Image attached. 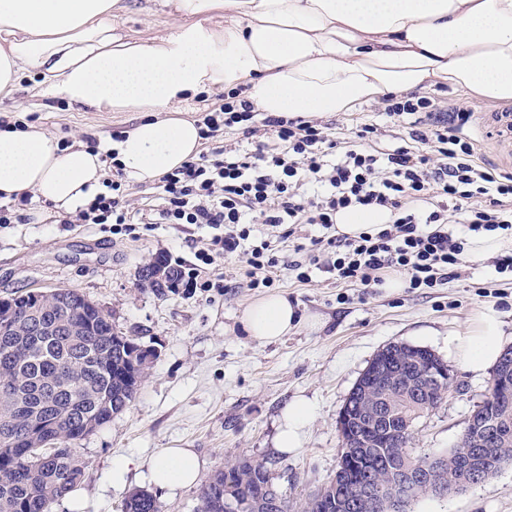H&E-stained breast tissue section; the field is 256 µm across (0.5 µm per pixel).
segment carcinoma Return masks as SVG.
Returning a JSON list of instances; mask_svg holds the SVG:
<instances>
[{"mask_svg":"<svg viewBox=\"0 0 512 512\" xmlns=\"http://www.w3.org/2000/svg\"><path fill=\"white\" fill-rule=\"evenodd\" d=\"M178 279V269L163 254L142 267L139 282L145 288L164 293L162 283ZM71 293L57 288L43 297L44 317L39 323L13 321L12 332L0 334V377L24 397V407L0 397V420L22 434L33 425L42 426L39 448L21 442L0 444V512H53V505L72 492L83 480L88 467L74 448L75 442L94 433L85 430L83 418L95 420V429L112 421L133 401L152 361L143 356L146 348L135 339L120 335L111 315H101L88 306L78 316L82 333L64 336L60 332L58 302ZM377 367H399L393 385L382 391L371 378L360 375L348 395L345 411L350 444L362 448L361 466L378 467L383 478L396 475L401 458L409 454L417 421L437 408L445 398L440 385L429 380L432 397H417V379L410 369L420 366L427 373L448 368L430 349L411 344H393L374 357ZM389 411L376 424L362 418L361 409L379 398ZM493 417L504 429L499 447L512 457V406L492 407ZM123 512H160L147 492L128 498ZM197 512H292L288 498L274 484L263 463L239 460L216 470L201 487ZM298 512H337L336 500L311 498Z\"/></svg>","mask_w":512,"mask_h":512,"instance_id":"carcinoma-1","label":"carcinoma"}]
</instances>
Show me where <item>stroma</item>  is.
<instances>
[{
    "label": "stroma",
    "instance_id": "35a3bbf8",
    "mask_svg": "<svg viewBox=\"0 0 512 512\" xmlns=\"http://www.w3.org/2000/svg\"><path fill=\"white\" fill-rule=\"evenodd\" d=\"M116 20L119 32L145 36L168 32V9L145 11V0H126ZM441 108L463 105L475 114L471 132L479 161L512 174V102L473 97L447 86L429 88ZM30 116L59 142L91 136L108 142L113 128L130 127L134 112L72 108L58 98L36 95L22 81L13 97L0 100V121ZM23 223L0 229V298L29 291L75 288L112 316L118 332L155 349L156 357L134 401L112 421L76 446L88 460L83 482L54 512H122L127 497L146 489L139 465L164 448L193 449L202 477L246 458L265 464L291 505L305 502L334 476L342 440L339 414L359 375L385 346L407 343L431 349L448 365L454 381L438 408L421 418L416 454L453 448L473 410L490 392L491 373L468 372L457 360L452 339L483 305L504 314V345L512 347V273H497L489 261H466L462 275L432 289L380 288L336 283L314 272L301 283L282 271L275 291L288 294L301 311L319 316L318 329L296 330L279 342L261 344L238 330L250 303L263 288L238 287L236 259L218 258L214 270L232 281L224 295L164 294L141 287L140 269L155 255L191 260L197 229L179 232L158 224L140 240L113 239L98 224L67 225L49 207L33 201ZM311 400L316 413L307 440L296 453L275 446L281 409L294 397ZM135 461L127 484L112 488V461ZM414 512H512V462L486 482L449 497L426 496Z\"/></svg>",
    "mask_w": 512,
    "mask_h": 512
}]
</instances>
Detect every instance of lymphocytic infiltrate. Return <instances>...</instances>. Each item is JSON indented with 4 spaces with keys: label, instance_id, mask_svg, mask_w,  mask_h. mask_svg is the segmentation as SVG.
Here are the masks:
<instances>
[{
    "label": "lymphocytic infiltrate",
    "instance_id": "lymphocytic-infiltrate-1",
    "mask_svg": "<svg viewBox=\"0 0 512 512\" xmlns=\"http://www.w3.org/2000/svg\"><path fill=\"white\" fill-rule=\"evenodd\" d=\"M387 125L362 124L350 145L338 147L321 121L258 114L236 87L199 108L198 156L163 175L149 208L129 203L130 181L113 166L103 188L67 223L108 224L115 235L138 239L140 225H195L208 234L194 242V259L180 268L186 291L223 294L227 282L210 268L221 256L241 255L243 280L269 288L280 270L300 282L312 270L340 283L371 288L387 272L402 273L409 288H434L461 275L464 237L512 232V175L481 164L468 133L473 114L445 112L427 96L383 99ZM405 129L409 142L376 149L387 127ZM266 133L254 150L220 145L224 135ZM350 207H378L388 224L357 237L338 233L336 215ZM317 227L305 257L285 260L280 243Z\"/></svg>",
    "mask_w": 512,
    "mask_h": 512
}]
</instances>
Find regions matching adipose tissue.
Masks as SVG:
<instances>
[{
	"mask_svg": "<svg viewBox=\"0 0 512 512\" xmlns=\"http://www.w3.org/2000/svg\"><path fill=\"white\" fill-rule=\"evenodd\" d=\"M176 22L164 34L119 35L122 0H0V95L23 77L75 108L136 112L112 142L136 183H153L195 158L201 137L181 107L191 96L244 87L261 112L335 115L388 93L446 85L512 100V0H165ZM101 153L61 148L41 127H0V198L30 196L56 216L73 214L100 189ZM246 337L274 342L319 325L293 300L270 294L240 317ZM503 314L478 309L452 340L459 361L486 372L503 349ZM314 418L304 398L281 411L276 446L301 448ZM161 490L200 474L188 448H165L146 464Z\"/></svg>",
	"mask_w": 512,
	"mask_h": 512,
	"instance_id": "adipose-tissue-1",
	"label": "adipose tissue"
}]
</instances>
